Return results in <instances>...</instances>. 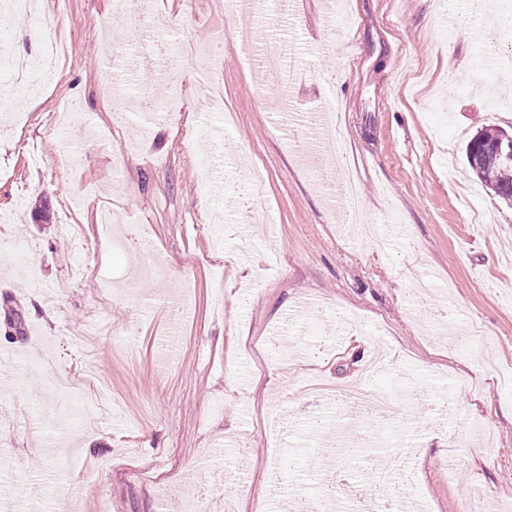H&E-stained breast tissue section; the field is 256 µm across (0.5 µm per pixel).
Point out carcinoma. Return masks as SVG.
<instances>
[{"label": "carcinoma", "mask_w": 512, "mask_h": 512, "mask_svg": "<svg viewBox=\"0 0 512 512\" xmlns=\"http://www.w3.org/2000/svg\"><path fill=\"white\" fill-rule=\"evenodd\" d=\"M500 129L486 126L478 130L469 143L478 149L466 150V162L478 180L505 201H512V162L506 164L497 156L496 141Z\"/></svg>", "instance_id": "carcinoma-1"}]
</instances>
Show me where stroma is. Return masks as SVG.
Returning a JSON list of instances; mask_svg holds the SVG:
<instances>
[{
    "instance_id": "1",
    "label": "stroma",
    "mask_w": 512,
    "mask_h": 512,
    "mask_svg": "<svg viewBox=\"0 0 512 512\" xmlns=\"http://www.w3.org/2000/svg\"><path fill=\"white\" fill-rule=\"evenodd\" d=\"M267 0L264 14L229 16L223 0H153L155 34L200 47L252 30L280 39L297 80L266 86L259 61L227 46L210 62L224 106L202 112L195 81L161 122L141 108L114 118L120 58L139 56V30L112 0H39L43 23L70 47L63 78L0 102V237L35 244L25 267L0 249V512H205L225 498L266 512L271 481L291 512H314L327 477L365 479L378 454L416 443L417 479L392 493L430 512H464L471 492L512 505V202L473 175L476 130H512L506 82L493 65L512 33L487 34L469 0ZM286 97L289 133L267 100ZM81 106L71 171L57 116ZM336 115L346 156L383 243L355 239L318 183L309 149L314 112ZM213 183L204 188L200 162ZM272 223L236 228L245 194ZM278 253L276 269L260 258ZM92 279L73 282L75 265ZM163 281H130L133 266ZM194 289L188 314L168 304ZM278 339L295 358L281 364ZM92 372L79 401L53 391L39 365ZM345 387L395 394L400 422L361 424L363 446L335 453L350 420L284 429L269 448V417L295 415L307 370Z\"/></svg>"
}]
</instances>
